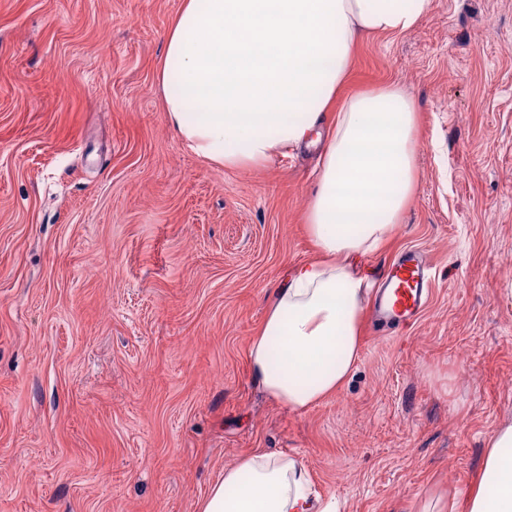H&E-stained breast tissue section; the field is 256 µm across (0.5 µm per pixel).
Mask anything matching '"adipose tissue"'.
I'll use <instances>...</instances> for the list:
<instances>
[{
    "label": "adipose tissue",
    "instance_id": "adipose-tissue-1",
    "mask_svg": "<svg viewBox=\"0 0 512 512\" xmlns=\"http://www.w3.org/2000/svg\"><path fill=\"white\" fill-rule=\"evenodd\" d=\"M432 0H183L158 67L167 120L202 160L263 168L324 142L306 225L316 257L274 289L249 348L250 373L292 410L345 383L362 349L366 275L414 192L417 112L395 85L337 101L360 36L416 27ZM336 118L327 132L325 112ZM308 472L254 451L225 467L199 512H331ZM464 512H512V424L487 439Z\"/></svg>",
    "mask_w": 512,
    "mask_h": 512
}]
</instances>
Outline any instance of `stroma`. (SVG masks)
<instances>
[{
	"mask_svg": "<svg viewBox=\"0 0 512 512\" xmlns=\"http://www.w3.org/2000/svg\"><path fill=\"white\" fill-rule=\"evenodd\" d=\"M182 0H0V512H198L241 455L294 458L336 512L460 502L512 422V0H432L353 47L346 98L395 83L419 175L373 273L436 266L407 332L363 329L305 411L248 368L292 266L319 150L213 167L155 74Z\"/></svg>",
	"mask_w": 512,
	"mask_h": 512,
	"instance_id": "35a3bbf8",
	"label": "stroma"
}]
</instances>
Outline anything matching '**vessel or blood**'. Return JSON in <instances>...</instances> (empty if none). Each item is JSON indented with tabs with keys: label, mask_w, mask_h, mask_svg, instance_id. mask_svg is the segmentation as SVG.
<instances>
[{
	"label": "vessel or blood",
	"mask_w": 512,
	"mask_h": 512,
	"mask_svg": "<svg viewBox=\"0 0 512 512\" xmlns=\"http://www.w3.org/2000/svg\"><path fill=\"white\" fill-rule=\"evenodd\" d=\"M431 284L426 256L416 249L401 252L383 270L375 291L374 327L399 331L413 325L426 309Z\"/></svg>",
	"instance_id": "obj_1"
}]
</instances>
